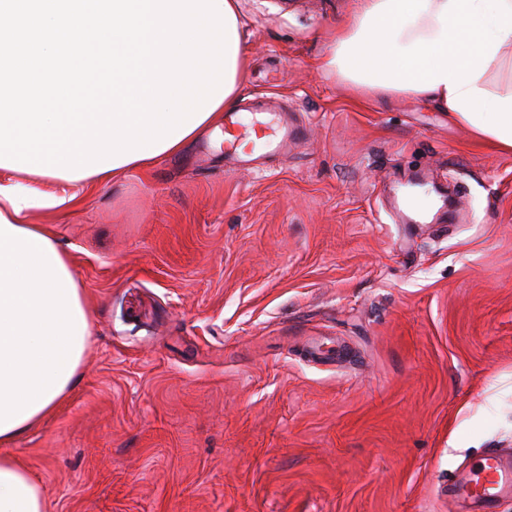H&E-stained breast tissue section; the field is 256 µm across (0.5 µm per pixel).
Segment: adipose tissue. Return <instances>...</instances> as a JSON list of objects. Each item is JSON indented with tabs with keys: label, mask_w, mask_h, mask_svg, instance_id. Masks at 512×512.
Segmentation results:
<instances>
[{
	"label": "adipose tissue",
	"mask_w": 512,
	"mask_h": 512,
	"mask_svg": "<svg viewBox=\"0 0 512 512\" xmlns=\"http://www.w3.org/2000/svg\"><path fill=\"white\" fill-rule=\"evenodd\" d=\"M510 45L512 0H356L329 35L319 69L354 93L431 104L512 152V83L494 89L489 82L512 66L504 55ZM239 94L232 89L199 131L162 156L71 181L70 193L20 190L15 170L0 184V512H46L42 486L5 448L68 399L92 335V310L69 252L27 215L182 153L200 131L219 127Z\"/></svg>",
	"instance_id": "obj_1"
}]
</instances>
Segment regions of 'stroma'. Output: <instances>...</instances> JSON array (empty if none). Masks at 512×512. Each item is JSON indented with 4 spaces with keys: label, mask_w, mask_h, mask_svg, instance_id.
<instances>
[{
    "label": "stroma",
    "mask_w": 512,
    "mask_h": 512,
    "mask_svg": "<svg viewBox=\"0 0 512 512\" xmlns=\"http://www.w3.org/2000/svg\"><path fill=\"white\" fill-rule=\"evenodd\" d=\"M355 0H238L245 122L38 210L96 310L70 397L11 452L47 512H459L512 448V153L323 75ZM447 492L461 512H498L501 502L512 497V449L489 452L474 466L454 472Z\"/></svg>",
    "instance_id": "1"
}]
</instances>
